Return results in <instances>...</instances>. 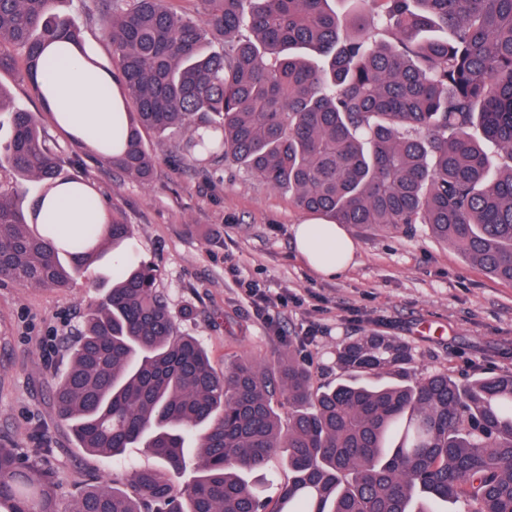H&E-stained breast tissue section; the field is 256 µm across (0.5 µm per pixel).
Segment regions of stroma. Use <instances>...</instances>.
<instances>
[{"label": "stroma", "instance_id": "1", "mask_svg": "<svg viewBox=\"0 0 512 512\" xmlns=\"http://www.w3.org/2000/svg\"><path fill=\"white\" fill-rule=\"evenodd\" d=\"M90 5L66 0L64 8L84 29L87 55L108 67L112 46ZM0 83L74 157L73 174L135 227V261L156 269V287L181 331L199 340L216 369L242 356L271 364L291 348L322 387L340 375L337 345L377 333L407 342L420 375L447 372L463 383L477 370L512 371V283L467 262L426 225H346L355 257L344 273L326 277L296 253L293 228L313 215L288 192L227 162L198 173L168 145L157 147L155 177L142 184L74 153L68 131L18 73H1ZM106 274L93 268L64 289L0 284V444L55 471L65 504L123 466L157 464L142 448L127 449L120 462L76 448L51 407L72 331L103 294ZM247 281L267 296L264 314Z\"/></svg>", "mask_w": 512, "mask_h": 512}]
</instances>
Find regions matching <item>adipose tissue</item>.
Here are the masks:
<instances>
[{"mask_svg":"<svg viewBox=\"0 0 512 512\" xmlns=\"http://www.w3.org/2000/svg\"><path fill=\"white\" fill-rule=\"evenodd\" d=\"M52 93L47 103L65 113L67 127L80 133L92 125L108 131L113 108L98 92V81L78 53L59 44L52 49ZM294 239L302 259L317 273L332 277L344 272L354 256L355 243L337 224L304 223L294 227Z\"/></svg>","mask_w":512,"mask_h":512,"instance_id":"obj_1","label":"adipose tissue"}]
</instances>
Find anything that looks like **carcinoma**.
<instances>
[{
	"label": "carcinoma",
	"instance_id": "1",
	"mask_svg": "<svg viewBox=\"0 0 512 512\" xmlns=\"http://www.w3.org/2000/svg\"><path fill=\"white\" fill-rule=\"evenodd\" d=\"M62 0H0V72L19 71L40 101L46 48L65 42L110 75L120 101L110 138H73L88 156L143 184L171 142L184 163L232 161L331 224L431 233L491 276L512 282V0H93L113 68L84 52ZM220 40L224 52L207 45ZM0 280L66 288L135 228L102 212L64 168L36 115L0 84ZM497 148L491 154L484 148ZM60 185L84 200L63 243L43 201ZM156 270L119 262L112 288L83 315L54 406L78 447L159 461L123 486L100 479L60 508L44 469L0 447V512H512V372L416 377L412 348L360 336L336 348L344 378L315 391L288 351L217 371L179 332ZM292 407L283 429L273 399ZM199 459L192 486L167 473ZM288 449L291 477L273 507L247 476Z\"/></svg>",
	"mask_w": 512,
	"mask_h": 512
}]
</instances>
